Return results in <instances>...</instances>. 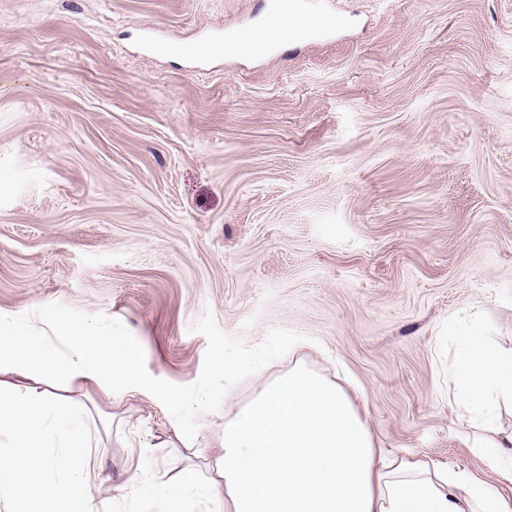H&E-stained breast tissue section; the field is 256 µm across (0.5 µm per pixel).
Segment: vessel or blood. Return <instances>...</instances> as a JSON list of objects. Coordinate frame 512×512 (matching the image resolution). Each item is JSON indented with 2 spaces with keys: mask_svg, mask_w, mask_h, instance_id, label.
<instances>
[{
  "mask_svg": "<svg viewBox=\"0 0 512 512\" xmlns=\"http://www.w3.org/2000/svg\"><path fill=\"white\" fill-rule=\"evenodd\" d=\"M262 17L258 29H243L232 36L222 33L202 42L191 43L186 51L194 57L223 54L225 47L255 58L273 55L284 40L303 43L322 29H335L341 20L335 14L315 15L310 0H261Z\"/></svg>",
  "mask_w": 512,
  "mask_h": 512,
  "instance_id": "vessel-or-blood-1",
  "label": "vessel or blood"
}]
</instances>
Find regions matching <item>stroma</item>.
Here are the masks:
<instances>
[{"instance_id": "35a3bbf8", "label": "stroma", "mask_w": 512, "mask_h": 512, "mask_svg": "<svg viewBox=\"0 0 512 512\" xmlns=\"http://www.w3.org/2000/svg\"><path fill=\"white\" fill-rule=\"evenodd\" d=\"M256 2L0 0V313L136 336L160 387L61 386L90 496L201 493L225 411L299 363L512 502L450 372L470 325L512 353V0H322L331 39L185 54Z\"/></svg>"}]
</instances>
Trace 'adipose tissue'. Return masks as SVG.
Here are the masks:
<instances>
[{
	"instance_id": "adipose-tissue-1",
	"label": "adipose tissue",
	"mask_w": 512,
	"mask_h": 512,
	"mask_svg": "<svg viewBox=\"0 0 512 512\" xmlns=\"http://www.w3.org/2000/svg\"><path fill=\"white\" fill-rule=\"evenodd\" d=\"M48 332L66 341L65 356L44 346ZM102 343L112 353L107 375L93 362ZM135 353L133 337L104 336L90 319L22 326L0 317V431L14 437L0 453L1 497L19 500L41 490L73 512H101L89 495L97 439L82 408L41 389L40 376L56 369L67 381L151 388L145 374L124 368ZM457 375L460 408L483 424L501 401L512 400V354L494 352L484 333L463 337ZM60 448L65 456H57ZM34 456L40 466L26 468ZM69 467L80 479L66 475ZM217 471L220 479L206 493L190 499L175 490L148 500L144 512H512L483 482L461 481L425 457L384 450L349 394L302 367L233 411Z\"/></svg>"
}]
</instances>
